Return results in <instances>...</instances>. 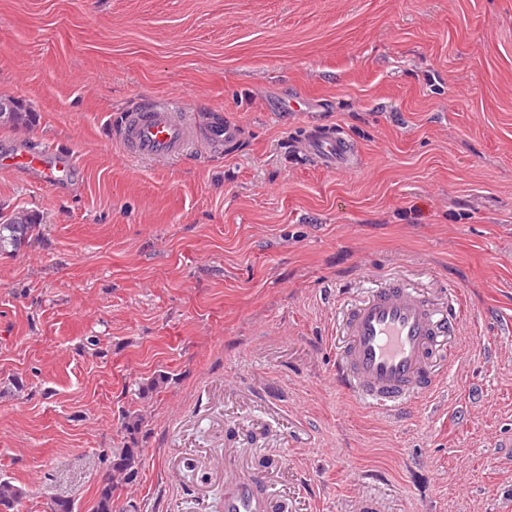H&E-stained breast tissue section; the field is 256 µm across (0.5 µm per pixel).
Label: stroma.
Wrapping results in <instances>:
<instances>
[{
	"label": "stroma",
	"instance_id": "stroma-1",
	"mask_svg": "<svg viewBox=\"0 0 512 512\" xmlns=\"http://www.w3.org/2000/svg\"><path fill=\"white\" fill-rule=\"evenodd\" d=\"M0 98L36 115L0 151L75 169H0V214L38 224L0 254L19 512H92L126 447L116 512H223L247 473L278 512H512V0H0ZM157 100L199 127L185 158L117 138ZM310 129L353 166L308 155ZM388 274L459 312L438 386L391 413L334 378L342 304ZM303 147L322 166L328 168L346 166L351 153L350 144L345 139L329 135L307 137ZM0 167L15 171L34 173L39 181L52 188H61L67 184L73 174L71 162L51 147L31 150L17 147L0 157ZM140 462L139 455L134 448H121L120 451L112 453L109 460L112 481L108 479L99 487L94 512H112L113 497L117 487L113 482V477L116 474L128 478L133 477L137 473Z\"/></svg>",
	"mask_w": 512,
	"mask_h": 512
}]
</instances>
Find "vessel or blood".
<instances>
[{"instance_id":"obj_1","label":"vessel or blood","mask_w":512,"mask_h":512,"mask_svg":"<svg viewBox=\"0 0 512 512\" xmlns=\"http://www.w3.org/2000/svg\"><path fill=\"white\" fill-rule=\"evenodd\" d=\"M118 137L131 157L174 160L196 139L197 129L175 102L164 101L127 112ZM303 147L328 168L346 166L351 153L345 139L329 135L305 138ZM0 167L35 174L55 189L73 174L71 162L50 147L11 149L0 157ZM343 322L347 342L336 359V379L366 406L396 409L436 386L430 357L438 338L454 329L451 311H440L400 278L388 276L348 308ZM223 509L275 512L274 495L254 476L243 475L226 483Z\"/></svg>"}]
</instances>
